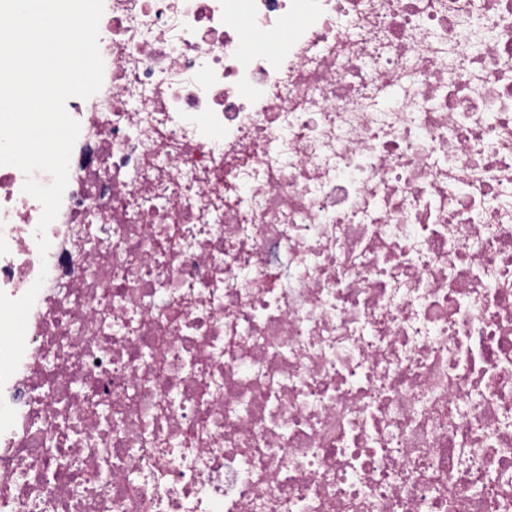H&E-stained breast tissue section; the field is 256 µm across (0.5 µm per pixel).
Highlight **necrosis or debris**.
<instances>
[{
	"label": "necrosis or debris",
	"mask_w": 512,
	"mask_h": 512,
	"mask_svg": "<svg viewBox=\"0 0 512 512\" xmlns=\"http://www.w3.org/2000/svg\"><path fill=\"white\" fill-rule=\"evenodd\" d=\"M104 3L0 512H512V0Z\"/></svg>",
	"instance_id": "obj_1"
}]
</instances>
